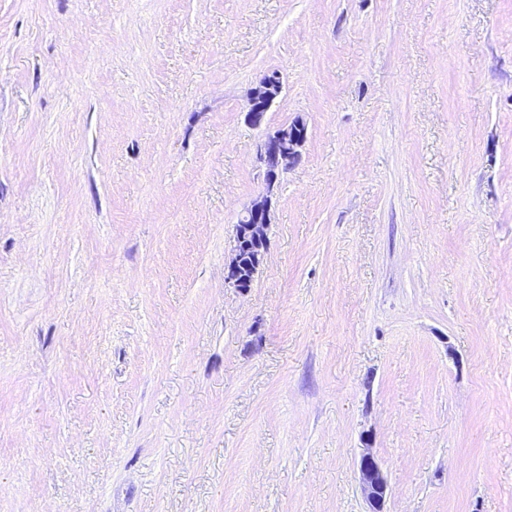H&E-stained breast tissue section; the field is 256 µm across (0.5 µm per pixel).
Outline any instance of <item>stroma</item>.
<instances>
[{
	"mask_svg": "<svg viewBox=\"0 0 512 512\" xmlns=\"http://www.w3.org/2000/svg\"><path fill=\"white\" fill-rule=\"evenodd\" d=\"M367 447L512 512V0H0V512H367ZM282 92V82L278 72L265 74L250 90L245 104L246 119L254 127H261L271 105ZM307 125L296 119L288 126L269 132L259 142L256 162L263 172L267 192L258 196L235 225L231 256L224 265V281L239 293L251 288L269 250L270 193L281 173L301 159L307 140Z\"/></svg>",
	"mask_w": 512,
	"mask_h": 512,
	"instance_id": "1",
	"label": "stroma"
}]
</instances>
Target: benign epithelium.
<instances>
[{"instance_id":"7a95c632","label":"benign epithelium","mask_w":512,"mask_h":512,"mask_svg":"<svg viewBox=\"0 0 512 512\" xmlns=\"http://www.w3.org/2000/svg\"><path fill=\"white\" fill-rule=\"evenodd\" d=\"M282 92L278 72L265 74L250 90L245 104L246 119L254 127L265 123L266 114ZM307 140V125L298 118L291 124L268 133L256 149V162L263 172L267 193L258 196L235 225L231 256L224 265V281L238 292L251 287L269 250L267 228L274 184L281 173L301 159V150ZM362 491L370 512H382L388 495L387 479L370 449L360 458Z\"/></svg>"}]
</instances>
